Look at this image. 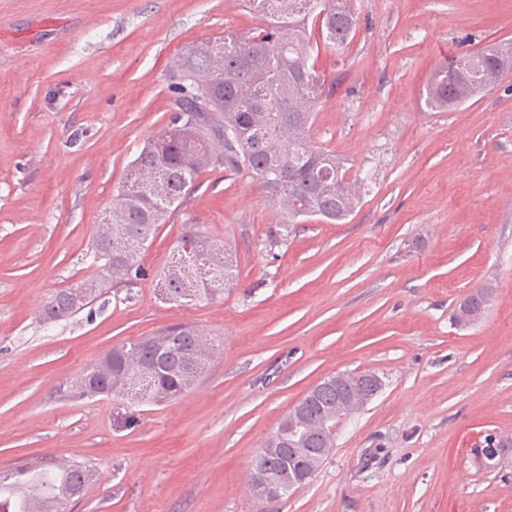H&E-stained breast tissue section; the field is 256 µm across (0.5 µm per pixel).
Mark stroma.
Here are the masks:
<instances>
[{"instance_id":"1","label":"stroma","mask_w":512,"mask_h":512,"mask_svg":"<svg viewBox=\"0 0 512 512\" xmlns=\"http://www.w3.org/2000/svg\"><path fill=\"white\" fill-rule=\"evenodd\" d=\"M355 36L310 59L311 140L361 198L340 224L282 223L247 173H205L142 253L148 275L57 322L42 309L87 252L131 161L174 108L186 46L253 26L240 0H0V471L83 464L72 512H512V72L453 111L439 67L512 42V0H354ZM233 255L230 288L191 305L153 278L186 225ZM488 296L466 327L455 307ZM190 324L220 356L178 399L79 397L118 344ZM383 386L339 420L313 478L277 502L249 483L280 421L324 378ZM508 440L493 468L482 433Z\"/></svg>"}]
</instances>
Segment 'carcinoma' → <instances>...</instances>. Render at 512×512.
<instances>
[{
  "mask_svg": "<svg viewBox=\"0 0 512 512\" xmlns=\"http://www.w3.org/2000/svg\"><path fill=\"white\" fill-rule=\"evenodd\" d=\"M351 0H243L258 24L190 46L174 62L173 89L185 116L172 113L166 126L128 166L121 190L98 224L91 252L97 275L74 289L58 291L46 304L47 320L70 317L112 289L132 288L145 277L141 252L169 210L181 203L210 168L250 172L267 200L292 221L319 216L345 220L357 204L362 183L346 176L344 163L310 142L313 104L324 80L308 65L309 23L343 49L357 28ZM512 69V43L462 56L437 69L426 87L432 110L457 107L487 91ZM233 277L224 244L189 224L157 275L167 300L196 302L222 290ZM475 293L456 310L459 323L484 312ZM219 345L189 324L172 326L110 349L83 375L88 397L112 396L160 404L179 397L201 377ZM367 372L346 373L341 385L327 378L282 419L265 441L254 473L283 484L288 471L314 474L319 451L334 448L328 427L364 407L357 389ZM91 473L80 465L44 462L0 472V512H65L64 504L84 494Z\"/></svg>",
  "mask_w": 512,
  "mask_h": 512,
  "instance_id": "cac0c4a2",
  "label": "carcinoma"
}]
</instances>
